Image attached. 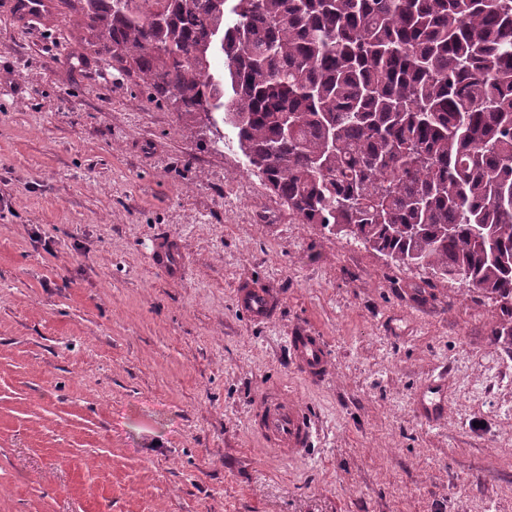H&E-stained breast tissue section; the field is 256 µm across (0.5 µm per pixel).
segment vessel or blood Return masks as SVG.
Instances as JSON below:
<instances>
[{"label": "vessel or blood", "instance_id": "obj_1", "mask_svg": "<svg viewBox=\"0 0 512 512\" xmlns=\"http://www.w3.org/2000/svg\"><path fill=\"white\" fill-rule=\"evenodd\" d=\"M7 13L21 25L50 19L57 14L56 0H8ZM154 268L168 276L178 275L181 262L176 250L160 245L151 258ZM278 303L276 296L258 286L239 289L235 306L253 321H270ZM288 353L297 371L312 382L322 381L329 363V349L323 336L297 329L287 338ZM448 403L445 378L430 376L415 401L418 414L428 422L438 421ZM253 433L274 454L298 458L313 447L317 427L313 416L299 403L285 400L280 392H264L254 401L248 417Z\"/></svg>", "mask_w": 512, "mask_h": 512}]
</instances>
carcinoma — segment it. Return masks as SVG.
<instances>
[{
    "instance_id": "obj_1",
    "label": "carcinoma",
    "mask_w": 512,
    "mask_h": 512,
    "mask_svg": "<svg viewBox=\"0 0 512 512\" xmlns=\"http://www.w3.org/2000/svg\"><path fill=\"white\" fill-rule=\"evenodd\" d=\"M231 2L74 8L151 99L224 112L300 223L500 299L512 336V0Z\"/></svg>"
}]
</instances>
